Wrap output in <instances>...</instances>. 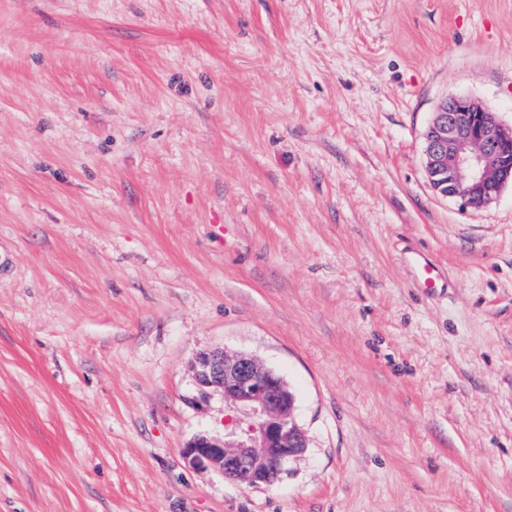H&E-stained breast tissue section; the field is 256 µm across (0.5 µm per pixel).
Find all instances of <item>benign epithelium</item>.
I'll use <instances>...</instances> for the list:
<instances>
[{"label":"benign epithelium","instance_id":"obj_1","mask_svg":"<svg viewBox=\"0 0 512 512\" xmlns=\"http://www.w3.org/2000/svg\"><path fill=\"white\" fill-rule=\"evenodd\" d=\"M423 138L425 170L435 193L480 208L512 185V126L471 97L440 101ZM191 370L200 394L218 393L242 410L245 428L235 443L209 434L194 437L184 450L188 465L251 487L279 482L288 464L308 448L288 383L257 357L224 348L199 352Z\"/></svg>","mask_w":512,"mask_h":512}]
</instances>
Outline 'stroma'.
<instances>
[{
    "label": "stroma",
    "instance_id": "stroma-1",
    "mask_svg": "<svg viewBox=\"0 0 512 512\" xmlns=\"http://www.w3.org/2000/svg\"><path fill=\"white\" fill-rule=\"evenodd\" d=\"M454 95L512 124V0H0V512H512V188H430ZM215 347L296 395L273 487L184 459ZM407 263L413 269L414 280L418 288H448L447 273L439 268L429 255L413 252L407 257Z\"/></svg>",
    "mask_w": 512,
    "mask_h": 512
}]
</instances>
